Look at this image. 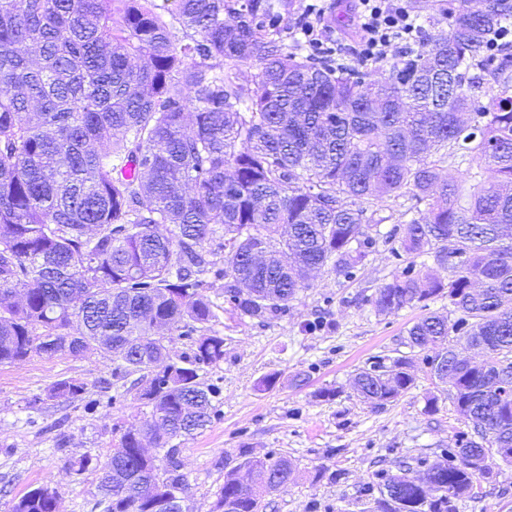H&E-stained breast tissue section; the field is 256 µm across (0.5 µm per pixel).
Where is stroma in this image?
<instances>
[{"instance_id":"1","label":"stroma","mask_w":512,"mask_h":512,"mask_svg":"<svg viewBox=\"0 0 512 512\" xmlns=\"http://www.w3.org/2000/svg\"><path fill=\"white\" fill-rule=\"evenodd\" d=\"M401 227L397 214L380 224L373 253L352 278L322 271L278 318L261 323L227 308L211 322L224 338V358L200 372L218 388L210 424L180 443L190 483L186 512H212L224 483L216 461L242 448L295 465L293 480L265 497L263 512H366L359 491L375 471L394 473L400 460L435 458L465 430L447 386L430 377L422 353L406 344L408 329L426 311L447 313V299L387 316L369 302L385 278L409 263L393 254L400 242L392 232ZM404 356L413 360L414 387L384 408L364 404L351 387L355 374ZM112 369L98 353L34 355L0 365V512H11L48 481L59 492V512H100V466L131 421L152 415L126 385L112 381ZM271 374L275 386L261 389ZM69 379L87 384L96 408L49 397L51 385ZM433 395L439 410L425 413ZM87 453L97 468L72 470L71 461ZM462 512H512V466H494Z\"/></svg>"}]
</instances>
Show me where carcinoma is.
<instances>
[{
  "mask_svg": "<svg viewBox=\"0 0 512 512\" xmlns=\"http://www.w3.org/2000/svg\"><path fill=\"white\" fill-rule=\"evenodd\" d=\"M458 2L432 50L370 73L286 44L294 0H0V364L100 352L116 379L142 373L135 397L163 417L122 433L103 512H155L189 489L173 441L213 413L199 371L224 359L214 282L238 315L272 320L325 268L353 277L403 197L418 217L400 248L450 276L412 261L369 302L390 315L448 298L459 317L421 318L408 345L434 352L430 376L451 383L470 432L417 475L375 474L369 512H460L493 458L512 465V387L496 385L512 379V90H483L508 74L509 55L485 53L512 26V0ZM244 64L257 68L246 83ZM450 159L467 168L443 176ZM414 383L407 357L355 377L374 409ZM86 393L76 380L49 389ZM294 470L246 448L224 457L215 512H260ZM58 499L42 486L12 512H57Z\"/></svg>",
  "mask_w": 512,
  "mask_h": 512,
  "instance_id": "cac0c4a2",
  "label": "carcinoma"
}]
</instances>
